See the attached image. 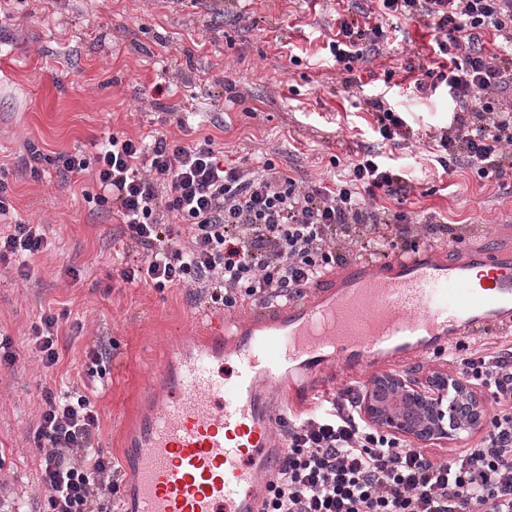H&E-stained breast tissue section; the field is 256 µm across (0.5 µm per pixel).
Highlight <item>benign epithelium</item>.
I'll list each match as a JSON object with an SVG mask.
<instances>
[{
  "label": "benign epithelium",
  "mask_w": 512,
  "mask_h": 512,
  "mask_svg": "<svg viewBox=\"0 0 512 512\" xmlns=\"http://www.w3.org/2000/svg\"><path fill=\"white\" fill-rule=\"evenodd\" d=\"M363 407L373 423L427 445L453 440L484 418L481 398L444 373L422 386L385 374L366 390Z\"/></svg>",
  "instance_id": "1"
}]
</instances>
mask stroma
I'll return each instance as SVG.
<instances>
[{
    "instance_id": "35a3bbf8",
    "label": "stroma",
    "mask_w": 512,
    "mask_h": 512,
    "mask_svg": "<svg viewBox=\"0 0 512 512\" xmlns=\"http://www.w3.org/2000/svg\"><path fill=\"white\" fill-rule=\"evenodd\" d=\"M346 0H0V182L18 218L41 225L47 248L19 268L0 261V335L14 365L0 366V483L23 512H47L33 430L42 389L77 384L99 413L96 446L122 462V434L168 343L200 335L199 321L223 306L193 300L188 289H158L119 276L139 260L111 210L90 202L93 173L59 178L61 153L93 157L108 134L184 142L212 139L226 163L265 151L280 167L316 180L333 158L374 139L364 108L387 93L416 141L394 148L422 187L406 210L444 218L460 246L497 233L512 218V178H482L461 167L439 174L422 155L425 131L447 126L448 96L419 98L400 59L432 52L429 29L387 19L396 31L374 62V77L349 91L324 46ZM391 80H384V72ZM41 152V175L25 174L26 144ZM59 325L60 360L45 369L35 347L42 314ZM110 361L94 363L99 338Z\"/></svg>"
}]
</instances>
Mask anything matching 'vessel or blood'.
<instances>
[{
  "instance_id": "1",
  "label": "vessel or blood",
  "mask_w": 512,
  "mask_h": 512,
  "mask_svg": "<svg viewBox=\"0 0 512 512\" xmlns=\"http://www.w3.org/2000/svg\"><path fill=\"white\" fill-rule=\"evenodd\" d=\"M455 298H447L448 287ZM512 327V246L399 253L388 266L354 260L249 325L209 318L208 339L168 349L153 382L164 396L123 438L135 476L133 512H260L282 451L271 434L307 401L299 378L326 363L357 381L461 338Z\"/></svg>"
}]
</instances>
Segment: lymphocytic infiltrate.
I'll return each mask as SVG.
<instances>
[{"instance_id": "1", "label": "lymphocytic infiltrate", "mask_w": 512, "mask_h": 512, "mask_svg": "<svg viewBox=\"0 0 512 512\" xmlns=\"http://www.w3.org/2000/svg\"><path fill=\"white\" fill-rule=\"evenodd\" d=\"M377 2L374 19L360 20L354 10L336 19L327 48L344 69L343 86H360L361 71L388 45L384 17L418 20L433 32L436 58L405 69L415 73L417 93L447 92L453 112L448 126L429 134L430 157L448 174L466 167L511 177L512 0ZM487 30L499 38L498 52L484 49ZM365 105L378 140L333 179L296 178L265 156L250 167L231 166L211 143L189 145L162 131L147 142L109 136L94 159L63 153L56 168L65 179L93 170L97 204L109 206L142 249L140 263L121 269L124 281L191 288L195 299L229 312L275 308L303 298L350 260H382L448 237L435 215L418 219L403 208L416 186L384 147L409 138L408 122L386 94ZM13 213L0 185V221L13 222L0 236V260L25 263L47 240L39 225L13 221ZM448 362L493 400L476 443L449 457L414 447L364 417L356 383L282 419L285 452L261 512H512V338L470 351L457 343ZM43 400L33 437L50 512H105L116 471L93 445L94 402L74 385L44 388Z\"/></svg>"}]
</instances>
